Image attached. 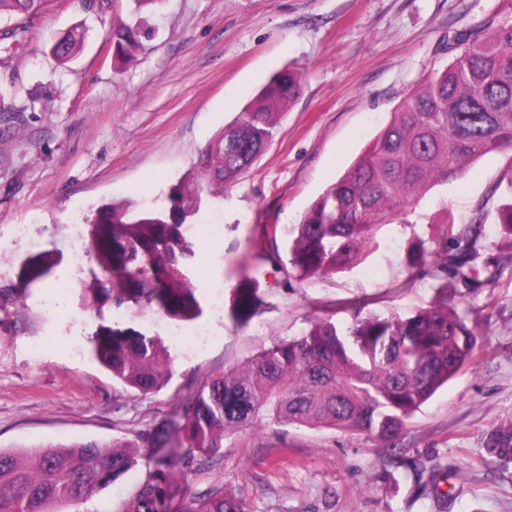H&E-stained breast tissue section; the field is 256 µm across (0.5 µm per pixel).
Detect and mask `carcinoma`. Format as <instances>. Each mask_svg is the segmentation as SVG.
Masks as SVG:
<instances>
[{
  "instance_id": "carcinoma-1",
  "label": "carcinoma",
  "mask_w": 512,
  "mask_h": 512,
  "mask_svg": "<svg viewBox=\"0 0 512 512\" xmlns=\"http://www.w3.org/2000/svg\"><path fill=\"white\" fill-rule=\"evenodd\" d=\"M44 0H0V19L19 17L0 53L20 55L28 42L24 20ZM130 18L112 26L105 40L113 60H129L155 34L151 20L165 0H130ZM79 27L58 37L49 53L64 65L84 44ZM300 78L278 71L233 122L209 143L197 173L165 193L160 211L142 210L128 197L101 205L84 219L90 266L80 280L84 305L132 304L173 323L196 321L204 309L189 277L193 245L182 227L200 208L202 192L213 193L248 169L274 135L277 116L300 93ZM512 151V24L483 39L464 43L443 70L430 74L400 104L364 154L309 207L296 225L290 247L291 279L307 280L352 269L379 245L390 225L413 228L412 209L433 189L466 174L479 159ZM499 223L512 247V180L502 190ZM483 214L454 234V222L435 227L429 240L408 239L409 272L422 266L435 284L430 305L408 317H381L351 306L353 322L342 331L331 317H318L308 332L279 340L241 366L206 378L172 423L155 427L152 439L201 456L219 453L224 436L257 424L334 429L365 434L395 445L408 421L467 362L477 333L448 291H474L492 277L472 263ZM261 263L279 265L278 255H246L231 289L227 316L243 329L260 312L263 298L252 271ZM41 253L21 263L16 294L51 275ZM91 354L118 383L141 393L170 380L175 357L160 336L100 325ZM488 453L512 462V428L490 434ZM134 443L87 441L0 450V512H52L58 503L80 504L123 477L137 461ZM170 498L166 471L156 467L127 503L126 512H162ZM177 512H248L243 500L211 491L183 503Z\"/></svg>"
}]
</instances>
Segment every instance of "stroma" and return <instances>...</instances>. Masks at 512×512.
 <instances>
[{"label": "stroma", "mask_w": 512, "mask_h": 512, "mask_svg": "<svg viewBox=\"0 0 512 512\" xmlns=\"http://www.w3.org/2000/svg\"><path fill=\"white\" fill-rule=\"evenodd\" d=\"M126 0L103 13L80 0H46L30 24L25 54L0 60V90L25 106L19 127L0 122V286L15 283L20 262L43 252L51 276L27 296H0V449L74 442H135L175 419L206 377L243 365L279 339L302 336L314 316L340 327L349 307L407 316L429 305L433 282L409 274L407 234H385L376 251L346 273L282 284L258 268L264 305L245 329L205 315L208 349L174 348L169 383L127 391L92 362L98 324L166 335L168 320L126 305L81 307L75 283L90 259L65 231L136 188L145 207L194 172L202 150L279 69L293 68L302 90L282 115L262 156L219 196L209 197L186 235L194 275L233 288L251 245L288 260L293 229L311 203L347 172L407 95L454 59L455 37H482L512 23V0H167L156 38L132 61L113 64L103 42L124 19ZM76 26L88 37L67 67L51 42ZM512 178V152L487 155L463 177L430 192L412 214L417 231L452 218L464 228L485 215L474 255L495 271L492 285L452 294L477 316L468 365L410 420L394 452L362 434L258 426L227 435L218 455L177 444L141 446L136 465L111 486L58 512H124L157 463L169 466L172 502L213 489L242 498L249 512H512V483L486 452L489 434L512 427V249L497 224L499 182ZM34 227L35 244L16 242L15 225ZM224 234L206 236L208 225ZM275 225V236L261 235ZM71 288H59L63 277ZM441 464L447 502L421 495L416 470Z\"/></svg>", "instance_id": "obj_1"}]
</instances>
